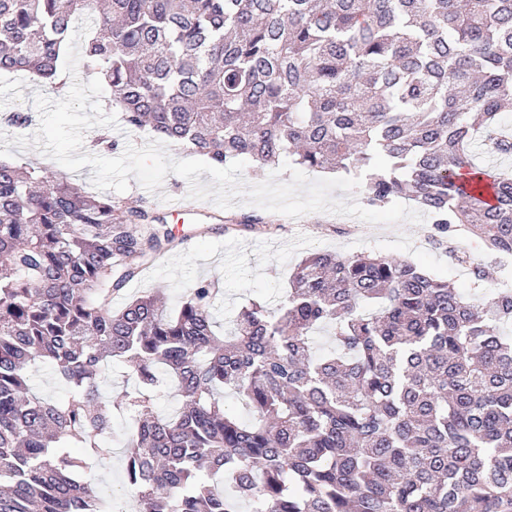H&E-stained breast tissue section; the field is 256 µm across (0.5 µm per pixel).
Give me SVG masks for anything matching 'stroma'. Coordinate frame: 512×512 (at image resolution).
<instances>
[{"label": "stroma", "instance_id": "obj_1", "mask_svg": "<svg viewBox=\"0 0 512 512\" xmlns=\"http://www.w3.org/2000/svg\"><path fill=\"white\" fill-rule=\"evenodd\" d=\"M39 93L58 100L67 90L54 84L33 83L29 76L20 73L0 72V134L13 138L36 133L40 114L33 98ZM14 112L28 113L29 124L16 127L5 123V116ZM103 137L111 140V147L100 145ZM151 139L148 131L132 130L122 122L115 128L95 127L86 131L82 150L112 158L120 156L127 145L140 147ZM10 151L13 165L35 169L47 180L63 176L87 193L95 191L91 183L92 167L73 172L32 147L23 149L14 145ZM188 192V182L170 173L156 191H147L134 181L125 192L113 193V200L140 204L167 216L174 235V246L166 264L144 270L127 285L123 296L113 300V308H120L125 300L152 291L163 292L169 307L175 308L198 280L215 278L223 291L215 315L218 321L227 322L252 301L276 307L295 265L312 252L342 256L377 254L400 262L417 263L468 296L502 287L512 280V275L501 269L498 255L490 253L480 239L455 233L452 241L470 249L487 276L478 281L472 272L460 270L447 249L433 243L432 224L428 221L371 225L360 220L348 222L343 215L315 212L297 219L277 213L269 224L246 227L234 224L237 216L262 215V208L250 204L217 209L212 220L189 214L180 223L170 220L172 204L186 199ZM113 448L112 458L105 466L95 469L94 483L98 491L111 496L115 512H137L136 497L126 488L121 442H114Z\"/></svg>", "mask_w": 512, "mask_h": 512}]
</instances>
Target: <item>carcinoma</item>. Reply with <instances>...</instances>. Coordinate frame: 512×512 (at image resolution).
<instances>
[{
    "instance_id": "carcinoma-1",
    "label": "carcinoma",
    "mask_w": 512,
    "mask_h": 512,
    "mask_svg": "<svg viewBox=\"0 0 512 512\" xmlns=\"http://www.w3.org/2000/svg\"><path fill=\"white\" fill-rule=\"evenodd\" d=\"M82 14L85 65L129 127L216 167L360 176L369 205L431 215L436 245L457 224L512 254V178L469 154L479 137L512 155V0H0V71L56 81ZM173 240L143 206L0 161V512H114L91 470L116 411L138 512H512L511 288L467 297L413 263L313 253L223 336L209 279L172 311L159 294L113 309ZM38 361L63 401L31 393ZM112 361L132 380L116 404ZM239 160L246 162V167L243 171V175H241L240 173H237L236 176L242 177L244 183L247 185H252V184H257V183L263 182L264 180H266L269 177V175L271 173L279 170L284 162H288L291 166L302 171L304 174H306L309 178H312V179L342 177L341 175H338L336 173H332L333 175L329 176L328 175L329 172L313 171V170H310L301 165L294 164L291 161H288V159H283L279 163V165H270V166H265L263 168H260L254 161H252L249 158L242 157L235 161H239Z\"/></svg>"
}]
</instances>
